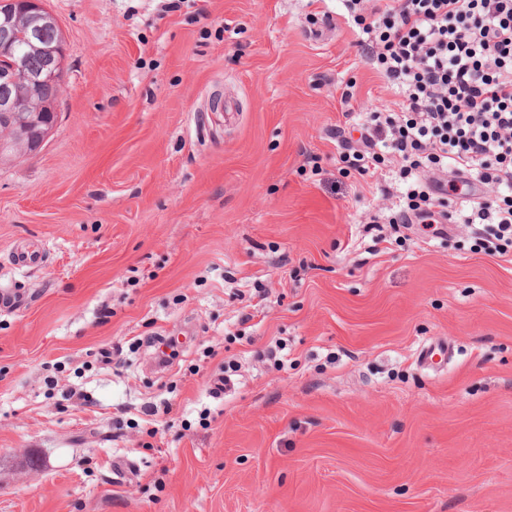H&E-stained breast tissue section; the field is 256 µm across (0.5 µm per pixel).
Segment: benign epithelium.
Returning a JSON list of instances; mask_svg holds the SVG:
<instances>
[{
	"label": "benign epithelium",
	"mask_w": 512,
	"mask_h": 512,
	"mask_svg": "<svg viewBox=\"0 0 512 512\" xmlns=\"http://www.w3.org/2000/svg\"><path fill=\"white\" fill-rule=\"evenodd\" d=\"M27 15L31 36L38 35L41 22L47 18L42 0H0V39L9 45L14 25L10 23L14 9ZM63 43L50 48L45 71L36 72L22 65L14 66L12 75L0 84V161L12 156L23 157L36 153L50 134L56 113L45 112L43 107L32 101L30 94L42 82V75L53 76L65 83ZM20 84L29 91V96L20 98L14 94V85Z\"/></svg>",
	"instance_id": "7a95c632"
}]
</instances>
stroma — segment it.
<instances>
[{
    "mask_svg": "<svg viewBox=\"0 0 512 512\" xmlns=\"http://www.w3.org/2000/svg\"><path fill=\"white\" fill-rule=\"evenodd\" d=\"M44 5L58 122L0 162V512H512V254L393 228L396 167L343 163L395 100L343 0Z\"/></svg>",
    "mask_w": 512,
    "mask_h": 512,
    "instance_id": "1",
    "label": "stroma"
}]
</instances>
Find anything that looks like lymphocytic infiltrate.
Listing matches in <instances>:
<instances>
[{"mask_svg": "<svg viewBox=\"0 0 512 512\" xmlns=\"http://www.w3.org/2000/svg\"><path fill=\"white\" fill-rule=\"evenodd\" d=\"M369 64L399 97L372 113L365 148L348 160L367 174L380 151L399 159L408 213L430 216L425 172L475 176L501 190L490 204L461 197L459 216L474 225L481 250H512V0H345Z\"/></svg>", "mask_w": 512, "mask_h": 512, "instance_id": "1", "label": "lymphocytic infiltrate"}]
</instances>
